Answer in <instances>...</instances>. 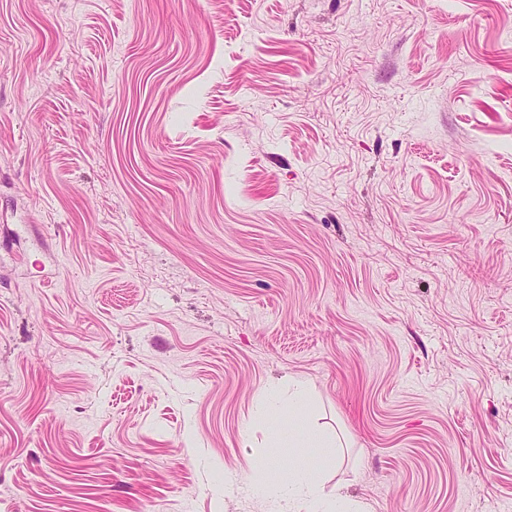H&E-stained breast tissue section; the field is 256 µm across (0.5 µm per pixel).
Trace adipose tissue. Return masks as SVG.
Wrapping results in <instances>:
<instances>
[{"mask_svg": "<svg viewBox=\"0 0 512 512\" xmlns=\"http://www.w3.org/2000/svg\"><path fill=\"white\" fill-rule=\"evenodd\" d=\"M327 440L318 433L274 431L269 448L258 458L256 469L261 481L254 492L270 494L287 504L289 512H352L343 497L323 494L315 474L300 466L283 463L282 450L291 448H324Z\"/></svg>", "mask_w": 512, "mask_h": 512, "instance_id": "obj_1", "label": "adipose tissue"}]
</instances>
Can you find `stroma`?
<instances>
[{"label":"stroma","mask_w":512,"mask_h":512,"mask_svg":"<svg viewBox=\"0 0 512 512\" xmlns=\"http://www.w3.org/2000/svg\"><path fill=\"white\" fill-rule=\"evenodd\" d=\"M512 512V0H0V512ZM304 401V391L295 390L288 394V400H284L277 392L270 390L261 402V408L269 414H280L288 406V413L295 414L301 411ZM289 448H331L327 440L314 432L288 431V442L280 429H275L269 448L258 458L256 469L261 482L250 486L251 491L271 494L288 504L290 512H358L352 511L341 495L323 494L315 474L301 466L283 463L282 450ZM300 509H304L300 511Z\"/></svg>","instance_id":"1"}]
</instances>
